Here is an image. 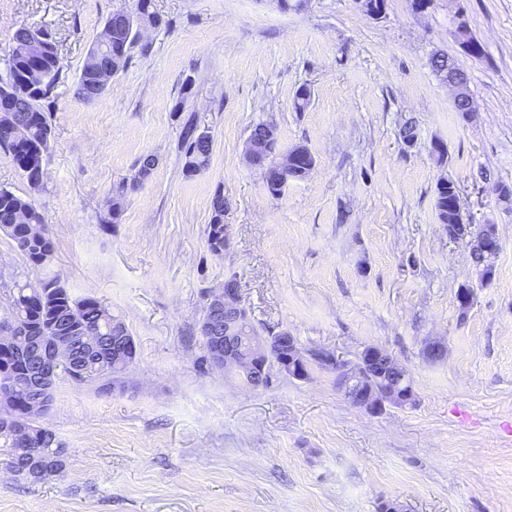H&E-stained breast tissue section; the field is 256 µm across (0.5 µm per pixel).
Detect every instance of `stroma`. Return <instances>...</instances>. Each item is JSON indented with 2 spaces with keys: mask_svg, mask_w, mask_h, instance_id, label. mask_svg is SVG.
Instances as JSON below:
<instances>
[{
  "mask_svg": "<svg viewBox=\"0 0 512 512\" xmlns=\"http://www.w3.org/2000/svg\"><path fill=\"white\" fill-rule=\"evenodd\" d=\"M130 3L0 0V62L22 26L51 30L61 52L43 186L30 190L0 152V188L45 213L52 271L74 297L108 305L137 349L121 385L57 381L44 422L66 450L63 476L31 484L0 459V512H377L386 500L512 512V201L491 189L512 185V0H460L478 57L456 42L450 0H388L379 19L353 0H154L165 24L146 31L149 52L133 49L101 98L79 100L89 48ZM437 52L467 73L471 117L432 72ZM188 118L212 136L192 176L178 151ZM260 122L281 150L301 143L315 158L276 198L243 159ZM148 154L152 176L123 193ZM442 178L458 185L465 221L497 228L490 283L437 220ZM219 193L231 246L216 256L205 229ZM231 274L257 325L348 359L390 353L415 405L367 415L316 366L258 389L212 366L204 296ZM42 276L0 234V315L14 282ZM431 342L441 360L426 358Z\"/></svg>",
  "mask_w": 512,
  "mask_h": 512,
  "instance_id": "obj_1",
  "label": "stroma"
}]
</instances>
